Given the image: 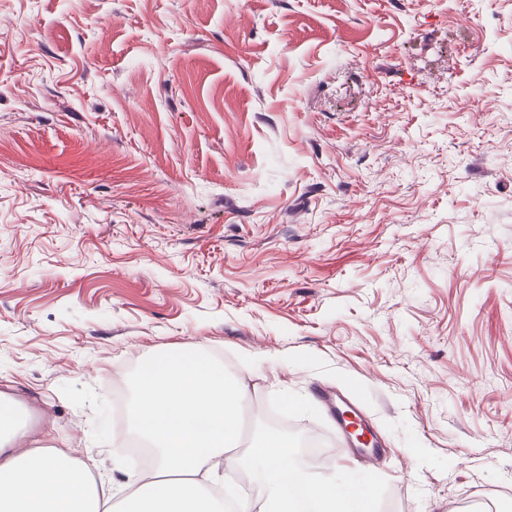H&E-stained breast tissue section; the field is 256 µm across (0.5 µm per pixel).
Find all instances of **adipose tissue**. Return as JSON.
Returning <instances> with one entry per match:
<instances>
[{
    "mask_svg": "<svg viewBox=\"0 0 512 512\" xmlns=\"http://www.w3.org/2000/svg\"><path fill=\"white\" fill-rule=\"evenodd\" d=\"M247 387L197 350L163 353L139 369L131 415L157 462L121 501L120 512H220L203 489V475L240 447V410ZM251 470L268 494L242 500L238 512H375L367 484L317 480L292 442L264 435ZM105 484L87 465L62 454L29 452L0 458V512H101Z\"/></svg>",
    "mask_w": 512,
    "mask_h": 512,
    "instance_id": "1",
    "label": "adipose tissue"
}]
</instances>
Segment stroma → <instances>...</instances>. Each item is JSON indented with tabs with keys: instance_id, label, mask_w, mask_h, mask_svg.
<instances>
[{
	"instance_id": "stroma-1",
	"label": "stroma",
	"mask_w": 512,
	"mask_h": 512,
	"mask_svg": "<svg viewBox=\"0 0 512 512\" xmlns=\"http://www.w3.org/2000/svg\"><path fill=\"white\" fill-rule=\"evenodd\" d=\"M174 348L378 512H512V0H0L18 453L122 495L115 401Z\"/></svg>"
}]
</instances>
